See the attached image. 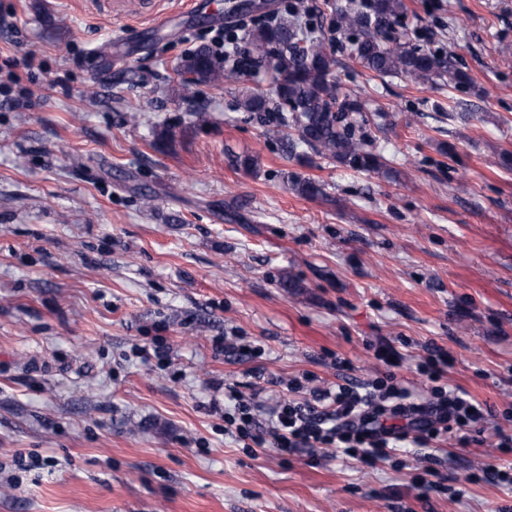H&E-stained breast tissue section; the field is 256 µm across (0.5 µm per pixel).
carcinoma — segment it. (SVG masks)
<instances>
[{"label": "carcinoma", "instance_id": "cac0c4a2", "mask_svg": "<svg viewBox=\"0 0 512 512\" xmlns=\"http://www.w3.org/2000/svg\"><path fill=\"white\" fill-rule=\"evenodd\" d=\"M328 28L316 31L301 20L302 5L277 13L248 30L246 51L229 48L223 59L208 46L186 54L177 66L180 80L174 91L186 97L196 86L221 89L238 85L237 106L252 115L274 112L276 127L267 134L285 142L286 157L300 159L307 152L336 160L356 171L380 169L382 158L355 134L351 116L364 111L361 101L341 92L335 44L349 40V48L365 68L381 75H405L421 82L466 81L452 53L427 51L401 30L405 0H328ZM269 74L264 88L254 80L259 69ZM246 172H258L259 159L227 153ZM283 179L302 197H324L323 185L292 172Z\"/></svg>", "mask_w": 512, "mask_h": 512}]
</instances>
